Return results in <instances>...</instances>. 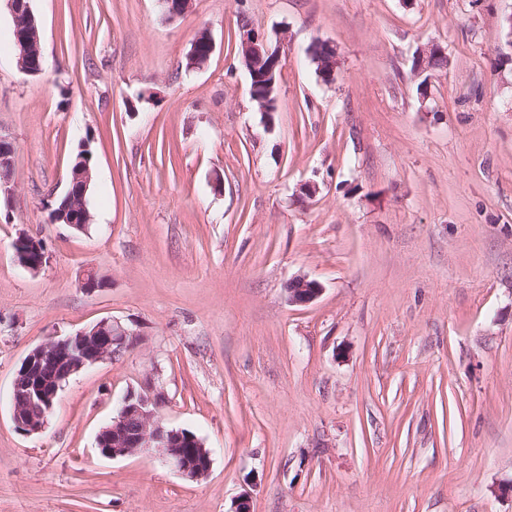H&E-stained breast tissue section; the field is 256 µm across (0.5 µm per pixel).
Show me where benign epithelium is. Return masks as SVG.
Returning <instances> with one entry per match:
<instances>
[{
	"mask_svg": "<svg viewBox=\"0 0 512 512\" xmlns=\"http://www.w3.org/2000/svg\"><path fill=\"white\" fill-rule=\"evenodd\" d=\"M15 22V35L21 53L17 63L26 75L41 73L39 57H29L26 50L38 42L35 19L24 0H7ZM241 62L252 73L263 63L264 57H279L260 33L251 27L240 29ZM214 45L210 36L195 39L188 54L189 65L202 66L210 57ZM92 181L88 162L70 170L69 184L58 208L47 205L52 212V224H67L77 232L86 230L91 216L85 197ZM17 262L29 271H37L46 263L43 243L26 235L14 242ZM320 293L319 285L305 278L292 281L288 301L307 304ZM139 336V331L115 319H102L91 327L61 338H53L33 348L17 371L11 392L12 421L15 428L26 435L42 433L54 407V399L64 384L75 374L105 360L123 356ZM41 405L35 416L30 407ZM164 394L154 385L130 390L122 399L116 417L101 428L96 437L99 453L107 458H122L143 452L156 455L188 480L205 478L211 468V456L203 442L183 429L166 426L158 415Z\"/></svg>",
	"mask_w": 512,
	"mask_h": 512,
	"instance_id": "7a95c632",
	"label": "benign epithelium"
}]
</instances>
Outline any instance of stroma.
<instances>
[{"label": "stroma", "mask_w": 512, "mask_h": 512, "mask_svg": "<svg viewBox=\"0 0 512 512\" xmlns=\"http://www.w3.org/2000/svg\"><path fill=\"white\" fill-rule=\"evenodd\" d=\"M21 72L0 0V512H512V0H30ZM281 56L265 121L238 54ZM214 51L187 55L200 31ZM337 48L323 79L309 52ZM446 46L427 96L411 69ZM89 146L92 222L47 220ZM316 191L304 195L303 184ZM40 239L46 264L13 243ZM106 280L85 291L88 271ZM297 277L312 302L288 301ZM113 318L119 359L46 429L11 418L27 354ZM153 384L211 453L191 481L96 436ZM9 5V9L13 15L15 22V35L18 47L21 49V53L18 55L17 63L19 69L27 75L35 76L41 73L42 64L39 60L40 48L38 45V38L35 28V19L31 13L29 4L25 5L22 0H6ZM36 43L37 53L33 58L27 56L25 50L31 45ZM17 47V49H18ZM19 53V49H18ZM14 251L17 262L29 271H38L47 260L43 243L26 235L19 236L15 240ZM292 288H288V301L293 304H307L315 300L321 288L312 280L306 278L294 279Z\"/></svg>", "instance_id": "stroma-1"}]
</instances>
